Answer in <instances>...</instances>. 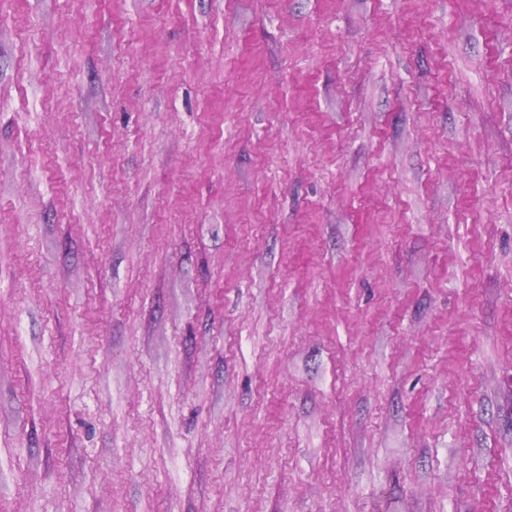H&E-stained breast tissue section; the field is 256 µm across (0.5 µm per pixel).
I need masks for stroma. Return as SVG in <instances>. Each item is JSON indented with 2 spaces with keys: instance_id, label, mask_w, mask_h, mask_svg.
I'll list each match as a JSON object with an SVG mask.
<instances>
[{
  "instance_id": "stroma-1",
  "label": "stroma",
  "mask_w": 512,
  "mask_h": 512,
  "mask_svg": "<svg viewBox=\"0 0 512 512\" xmlns=\"http://www.w3.org/2000/svg\"><path fill=\"white\" fill-rule=\"evenodd\" d=\"M0 512H512V0H0Z\"/></svg>"
}]
</instances>
